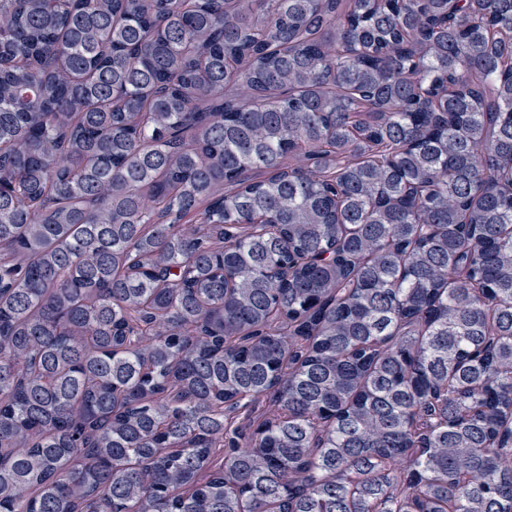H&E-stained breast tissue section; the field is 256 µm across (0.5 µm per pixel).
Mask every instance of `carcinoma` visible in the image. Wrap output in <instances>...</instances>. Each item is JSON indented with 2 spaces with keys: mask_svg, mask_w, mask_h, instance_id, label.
I'll list each match as a JSON object with an SVG mask.
<instances>
[{
  "mask_svg": "<svg viewBox=\"0 0 512 512\" xmlns=\"http://www.w3.org/2000/svg\"><path fill=\"white\" fill-rule=\"evenodd\" d=\"M0 512H512V0H0Z\"/></svg>",
  "mask_w": 512,
  "mask_h": 512,
  "instance_id": "cac0c4a2",
  "label": "carcinoma"
}]
</instances>
